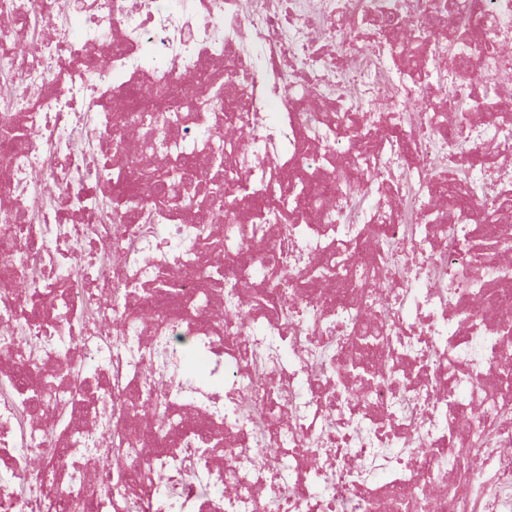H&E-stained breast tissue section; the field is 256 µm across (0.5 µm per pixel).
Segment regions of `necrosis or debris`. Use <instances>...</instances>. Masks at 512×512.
<instances>
[{
  "label": "necrosis or debris",
  "mask_w": 512,
  "mask_h": 512,
  "mask_svg": "<svg viewBox=\"0 0 512 512\" xmlns=\"http://www.w3.org/2000/svg\"><path fill=\"white\" fill-rule=\"evenodd\" d=\"M68 2L0 0V366L55 380L0 402V512H512V0ZM188 154L200 202L146 191Z\"/></svg>",
  "instance_id": "necrosis-or-debris-1"
}]
</instances>
